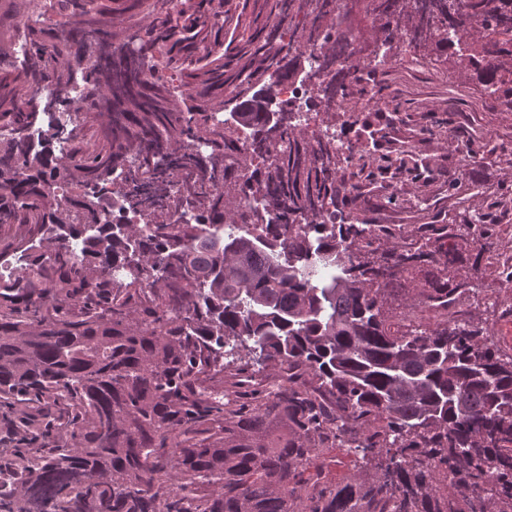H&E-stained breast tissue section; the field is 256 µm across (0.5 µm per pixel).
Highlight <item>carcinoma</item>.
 Instances as JSON below:
<instances>
[{"label": "carcinoma", "mask_w": 512, "mask_h": 512, "mask_svg": "<svg viewBox=\"0 0 512 512\" xmlns=\"http://www.w3.org/2000/svg\"><path fill=\"white\" fill-rule=\"evenodd\" d=\"M228 2L54 0L60 26L29 0L0 5V227L51 254L20 250L0 295V427L17 436L0 512H512V352L458 308L483 276L512 292V239L481 210L375 223L359 172L432 170L376 154L365 118L354 137H310L284 109L224 119L228 87L297 74L283 24L314 40L329 17L320 0H263L246 23ZM370 13L375 43L418 60L434 45L512 119V0ZM333 45L307 69L325 108L355 87L361 112L390 111L385 61L359 68ZM157 49L180 104L146 77ZM48 106L72 120L37 150L25 132ZM455 151L512 169V136ZM110 187L150 224L108 222ZM194 211L209 223L176 220ZM330 448L357 458L341 483Z\"/></svg>", "instance_id": "obj_1"}]
</instances>
